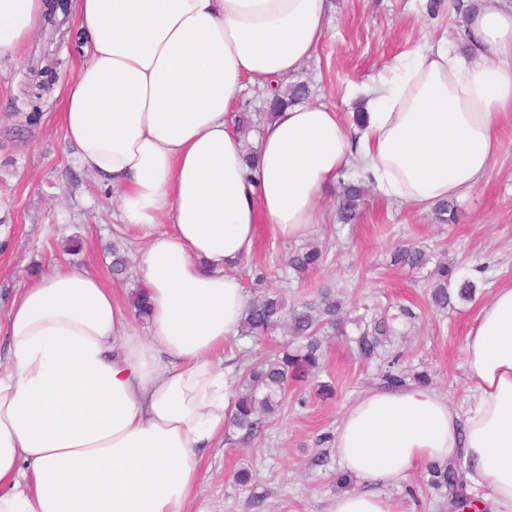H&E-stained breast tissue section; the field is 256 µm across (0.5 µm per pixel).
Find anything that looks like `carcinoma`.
Wrapping results in <instances>:
<instances>
[{"mask_svg":"<svg viewBox=\"0 0 512 512\" xmlns=\"http://www.w3.org/2000/svg\"><path fill=\"white\" fill-rule=\"evenodd\" d=\"M304 84L278 86L268 109L275 111L285 105H292L308 96ZM366 188L361 181L341 183L337 196V214L342 224H352L364 204ZM126 247L122 242H112V271L121 276L127 273ZM323 262L322 252L316 249L295 251L288 255L287 266L298 274L319 266ZM392 262L412 268L428 263L427 253L420 247L405 245L393 253ZM454 268L440 263L431 271L429 296L431 305L439 311L448 309L452 298L463 302L475 300L477 285L469 278L460 282L453 280ZM358 334L350 339L352 350L361 359H371L378 354L383 340L390 335L388 319L381 315L362 325L355 321ZM331 330L332 335L345 336V319L342 302L333 298L331 292L321 294L318 302L295 304L287 307L284 292H265L248 305L240 336L260 339L278 330L286 336L301 338V342L285 341L270 354L250 364L238 384L231 412L227 414V428L241 433L249 439L262 433L266 418L281 408L288 387L305 380L320 368L323 338L321 332ZM414 381L425 386L429 376L424 372L409 373L400 367L399 358L394 356L384 361L377 387L399 388ZM430 484L439 489H449L453 504L459 509L476 508V498L468 493L467 483L457 465L450 463L437 466L431 471Z\"/></svg>","mask_w":512,"mask_h":512,"instance_id":"carcinoma-1","label":"carcinoma"}]
</instances>
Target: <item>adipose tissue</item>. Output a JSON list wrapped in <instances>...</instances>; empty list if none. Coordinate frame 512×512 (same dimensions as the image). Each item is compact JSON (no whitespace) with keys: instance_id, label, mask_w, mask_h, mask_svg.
Returning <instances> with one entry per match:
<instances>
[{"instance_id":"1","label":"adipose tissue","mask_w":512,"mask_h":512,"mask_svg":"<svg viewBox=\"0 0 512 512\" xmlns=\"http://www.w3.org/2000/svg\"><path fill=\"white\" fill-rule=\"evenodd\" d=\"M45 0H0V56L40 27ZM86 57L57 121L71 157L116 189L140 242L133 275L150 335L89 272L31 280L0 317V512H188L202 452L224 439L240 333L236 270L257 229L282 240L324 223L350 159L388 201L426 207L485 176L512 116V0L464 14L459 51L420 47L353 90L365 120L295 104L267 119L255 168L231 112L245 88L285 81L326 36L324 0H74ZM472 400L409 385L347 406L343 469L384 485L416 465L462 461L488 488L479 512H512V284L465 337Z\"/></svg>"}]
</instances>
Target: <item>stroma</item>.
<instances>
[{"instance_id": "obj_1", "label": "stroma", "mask_w": 512, "mask_h": 512, "mask_svg": "<svg viewBox=\"0 0 512 512\" xmlns=\"http://www.w3.org/2000/svg\"><path fill=\"white\" fill-rule=\"evenodd\" d=\"M456 0H327L328 34L316 57L292 75L307 84L310 101L334 107L351 120L356 106L353 87L370 82L396 58L417 46L440 40L457 43L463 16ZM63 35L46 43L41 25L17 59L0 60V314L14 294L32 278L64 265L89 270L114 288L123 305L140 284L112 275V241L120 223L115 193L82 169L65 152L56 115L64 91L84 56L71 16L57 15ZM52 66L50 86L39 109L31 107L29 66L41 51ZM338 186L325 193L327 223L297 241L273 238L259 227L252 255L238 267L252 285L254 267L273 271L271 289L286 288L289 302L315 297L328 286L341 295L351 318L342 336L329 337L323 365L308 381L288 393L280 417L268 422L253 440L210 449L203 459L204 480L192 512H245L248 497L261 499L259 512H326L344 492L362 490L360 479L336 482L342 468L335 448L318 445L321 435L335 433L341 413L361 393L376 386L378 361L362 362L348 340L356 336L355 319L385 312L395 333L386 344L402 368L428 372L434 389L457 407L468 403L464 339L479 310L495 288L512 282V122L502 128V149L473 189L456 197L457 220L436 221L433 209L391 205L369 193L356 223L340 225L336 216ZM423 248L432 262L455 265L480 282L476 302L434 311L426 295L429 268L391 265L398 242ZM319 246L322 265L300 277L286 276L282 259L291 250ZM412 309L413 318L400 314ZM333 387L328 396L316 384ZM325 465H317L319 454ZM252 471L249 487L235 486L233 474ZM422 466L384 488L400 512H449L445 490L432 488Z\"/></svg>"}]
</instances>
